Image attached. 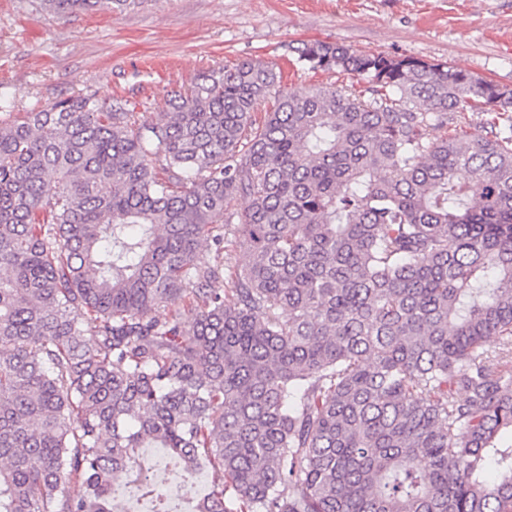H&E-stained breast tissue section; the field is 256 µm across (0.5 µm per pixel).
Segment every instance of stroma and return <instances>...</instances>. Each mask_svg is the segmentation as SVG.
I'll return each mask as SVG.
<instances>
[{"mask_svg": "<svg viewBox=\"0 0 512 512\" xmlns=\"http://www.w3.org/2000/svg\"><path fill=\"white\" fill-rule=\"evenodd\" d=\"M307 39L446 63L512 89V0H144L62 14L44 0H0V88L18 117L94 92L156 119L167 92L258 58L287 88L369 96L350 75L302 68L291 48Z\"/></svg>", "mask_w": 512, "mask_h": 512, "instance_id": "stroma-1", "label": "stroma"}]
</instances>
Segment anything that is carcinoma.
Here are the masks:
<instances>
[{"label": "carcinoma", "mask_w": 512, "mask_h": 512, "mask_svg": "<svg viewBox=\"0 0 512 512\" xmlns=\"http://www.w3.org/2000/svg\"><path fill=\"white\" fill-rule=\"evenodd\" d=\"M293 52L372 97L259 59L156 121L94 92L14 118L0 92V512H117L120 477L152 512H512V89ZM475 109L511 116L448 133Z\"/></svg>", "instance_id": "obj_1"}]
</instances>
